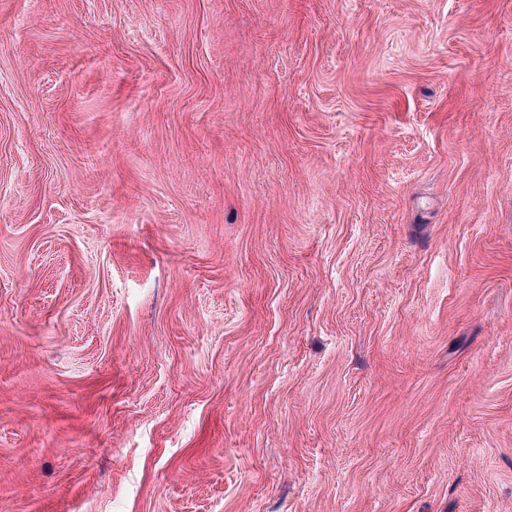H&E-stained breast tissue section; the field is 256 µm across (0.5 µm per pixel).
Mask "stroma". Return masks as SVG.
<instances>
[{"label":"stroma","mask_w":512,"mask_h":512,"mask_svg":"<svg viewBox=\"0 0 512 512\" xmlns=\"http://www.w3.org/2000/svg\"><path fill=\"white\" fill-rule=\"evenodd\" d=\"M0 512H512V0H0Z\"/></svg>","instance_id":"stroma-1"}]
</instances>
